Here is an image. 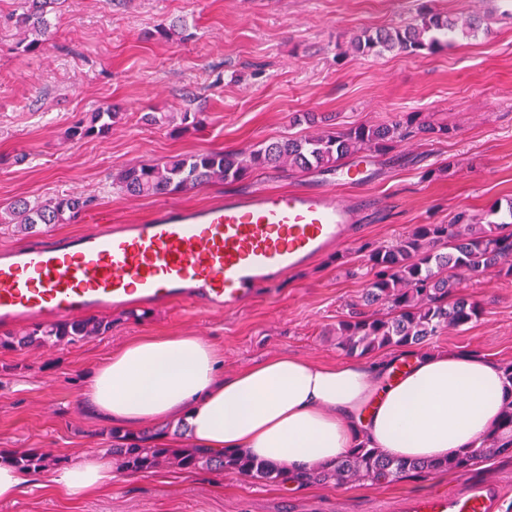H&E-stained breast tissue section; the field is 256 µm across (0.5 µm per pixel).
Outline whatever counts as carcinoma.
<instances>
[{"label": "carcinoma", "mask_w": 512, "mask_h": 512, "mask_svg": "<svg viewBox=\"0 0 512 512\" xmlns=\"http://www.w3.org/2000/svg\"><path fill=\"white\" fill-rule=\"evenodd\" d=\"M62 0H21L15 26L34 33L24 51L41 47L51 36L48 15ZM462 27L479 30L474 18L453 19L431 9H421L414 21L398 27L364 30L351 40L362 55L385 51L418 55L433 53L448 44V35ZM118 113L108 105L97 109L87 123L80 121L68 132L70 138L102 136L112 129ZM446 125L412 118L386 125L359 124L304 138H282L262 142L237 152L205 151L174 156L166 161L145 163L120 170L113 181L128 195H171L186 193L214 180L243 179L257 168H287L291 171L329 169L359 152L386 155L402 142L418 135L440 138L448 135ZM89 206V201L61 195L44 202L20 199L8 208L10 223L24 235L44 227L68 224ZM366 261L372 280L364 293L367 311L353 313L340 321L334 335L336 348L349 357H362L389 347L419 346L448 328H460L480 316L474 302L457 293L464 276L495 270L512 277V205L499 223L484 225L481 218L465 211L449 224H418L406 237L391 246H370ZM112 329L109 316L90 315L54 324H34L25 330L0 336V348L45 347L58 341L77 342L103 336ZM501 428L509 439L497 434L462 455L439 462L389 460L373 448L361 446L332 466L314 464L302 483L342 484L353 478L392 482L408 476L437 472L463 473L478 463L512 449V399L506 401ZM23 470L40 472L56 462L52 455L36 449L11 455ZM117 469L125 473L145 472L167 465L183 470H231L255 479L275 482L280 470L245 456L229 454L212 459L191 448H164L149 434L126 435L112 449Z\"/></svg>", "instance_id": "carcinoma-1"}]
</instances>
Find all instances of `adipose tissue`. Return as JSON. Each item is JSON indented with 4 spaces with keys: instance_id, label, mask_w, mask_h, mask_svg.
Masks as SVG:
<instances>
[{
    "instance_id": "adipose-tissue-1",
    "label": "adipose tissue",
    "mask_w": 512,
    "mask_h": 512,
    "mask_svg": "<svg viewBox=\"0 0 512 512\" xmlns=\"http://www.w3.org/2000/svg\"><path fill=\"white\" fill-rule=\"evenodd\" d=\"M83 393L114 425L170 421L185 447L245 455L293 477L362 445L393 460L454 458L497 429L512 392L498 363L457 350L337 364L276 355L228 375L219 349L188 333L127 342L87 376ZM116 473L110 457L84 454L53 482L80 495Z\"/></svg>"
}]
</instances>
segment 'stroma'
Wrapping results in <instances>:
<instances>
[{"mask_svg": "<svg viewBox=\"0 0 512 512\" xmlns=\"http://www.w3.org/2000/svg\"><path fill=\"white\" fill-rule=\"evenodd\" d=\"M20 2L0 0V213L19 198L91 199L76 220L48 229L53 238L260 188L331 187L369 209L353 243L238 310L133 304L112 309L111 332L93 340L0 348L1 457L44 448L68 459L117 446L118 427L81 391L97 365L139 336L207 337L228 375L281 354L344 361L333 330L361 307L370 279L362 244L389 245L415 225L512 204V0H72L57 15L54 38L34 52L22 50L26 34L10 20ZM423 5L452 18L480 16L482 26L455 32L433 54L364 57L351 49L362 30L403 25ZM175 24L185 25V37L162 36ZM103 104L119 113L109 134L68 138ZM413 112L448 124L449 135L348 157L366 175L357 185L335 169L272 168L187 194L131 196L112 183L123 168L182 153L241 150ZM458 291L481 314L434 337L430 348L512 364V277L488 271ZM52 476L35 474L36 489L0 502V512H406L412 498L483 484L498 487L497 512H512L511 451L462 474L342 486L289 488L230 471L161 467L117 475L111 488L77 497L56 489Z\"/></svg>", "mask_w": 512, "mask_h": 512, "instance_id": "1", "label": "stroma"}]
</instances>
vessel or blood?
Instances as JSON below:
<instances>
[{
    "label": "vessel or blood",
    "instance_id": "obj_1",
    "mask_svg": "<svg viewBox=\"0 0 512 512\" xmlns=\"http://www.w3.org/2000/svg\"><path fill=\"white\" fill-rule=\"evenodd\" d=\"M352 202L333 190L259 189L204 207L175 206L136 224H99L0 259V324L52 322L127 305L179 301L214 312L324 251L349 243ZM495 487L411 499L407 512H496Z\"/></svg>",
    "mask_w": 512,
    "mask_h": 512
}]
</instances>
